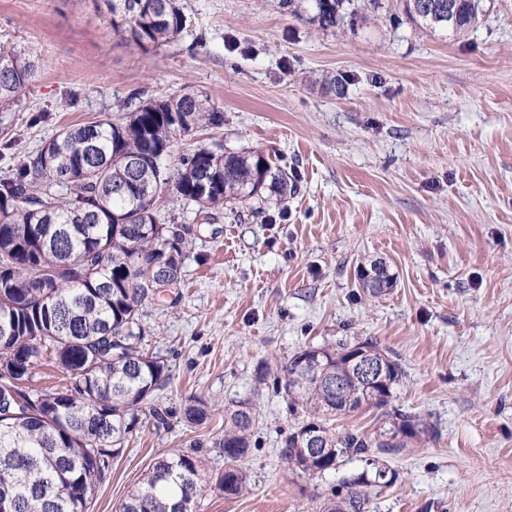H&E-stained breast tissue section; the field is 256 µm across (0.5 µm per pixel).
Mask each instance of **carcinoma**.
<instances>
[{
    "instance_id": "cac0c4a2",
    "label": "carcinoma",
    "mask_w": 512,
    "mask_h": 512,
    "mask_svg": "<svg viewBox=\"0 0 512 512\" xmlns=\"http://www.w3.org/2000/svg\"><path fill=\"white\" fill-rule=\"evenodd\" d=\"M456 11L448 14V2ZM106 0L111 29L143 49L177 40L185 29L181 0H120L115 14ZM299 17L322 29H354L364 19L354 0H280ZM414 24L463 35L479 19L474 0H403ZM34 56L0 49V105L20 98L37 73ZM223 112L190 91L142 101L126 110L125 121L109 119L62 128L37 152L0 178V396L20 379L17 369L37 364L45 351L72 377L70 391L25 388L38 407L22 406L0 423V512H88L108 459L117 455L136 424V411L164 380L161 358L137 347L144 307L163 285L180 284L189 240L176 225L157 223V205L181 202L195 207L208 224L227 204H250L257 216L268 202L296 191L288 171L261 152H232L224 145L199 147L164 163L176 135L218 127ZM133 157L131 170L123 159ZM375 358L390 360L387 385L362 403L349 379L343 351L348 343L309 347L319 356L322 379L293 354L274 377L275 391L288 411L302 416L284 442L288 466L305 474L337 469L343 458L371 450L399 453L434 427L416 415L399 413L368 436L328 425L363 407L383 409L403 378L401 365L372 340ZM210 415L194 396L184 418L201 424ZM256 406L249 400L224 418V468L209 487L227 498L247 488L241 462L252 447ZM316 427V446L300 438ZM209 461L199 451L161 454L118 512H195L204 491ZM385 464H373L348 480L350 491L322 512H366L367 493L395 480L382 478Z\"/></svg>"
}]
</instances>
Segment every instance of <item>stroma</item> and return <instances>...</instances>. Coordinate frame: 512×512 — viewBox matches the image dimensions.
<instances>
[{
  "instance_id": "1",
  "label": "stroma",
  "mask_w": 512,
  "mask_h": 512,
  "mask_svg": "<svg viewBox=\"0 0 512 512\" xmlns=\"http://www.w3.org/2000/svg\"><path fill=\"white\" fill-rule=\"evenodd\" d=\"M383 2L355 28L323 30L279 0H183L182 36L146 52L113 34L104 0H0V45L40 61L25 96L0 109V176L63 126L117 122L130 98L187 88L224 123L175 137L172 156L217 142L260 151L299 186L269 198L266 221L245 205L209 224L159 205L158 222L191 243L179 286L141 321L166 379L90 512H115L164 451L198 448L222 467L224 412L247 399L248 487L229 499L206 490L196 512H318L367 464L288 469L282 445L298 419L257 373L365 338L402 366L394 406L435 430L382 456L399 478L370 490L367 512H512V0H487L462 37ZM376 261L394 286L372 298L360 272ZM193 395L212 407L198 426L183 419Z\"/></svg>"
}]
</instances>
